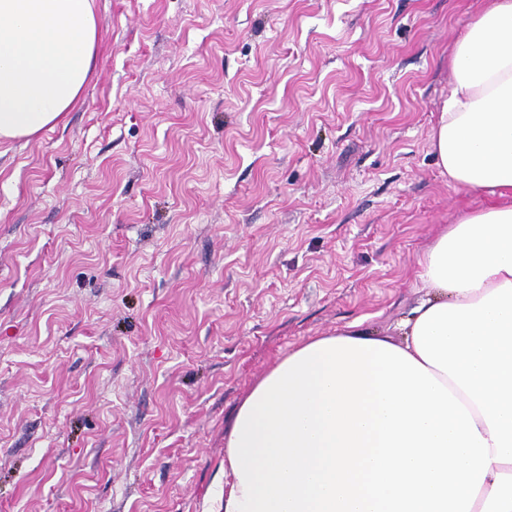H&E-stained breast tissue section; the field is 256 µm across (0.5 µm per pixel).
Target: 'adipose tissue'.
<instances>
[{"label": "adipose tissue", "mask_w": 512, "mask_h": 512, "mask_svg": "<svg viewBox=\"0 0 512 512\" xmlns=\"http://www.w3.org/2000/svg\"><path fill=\"white\" fill-rule=\"evenodd\" d=\"M92 0H0V140L58 123L96 61ZM430 147L481 196L426 249L400 340L351 323L241 400L217 512H512V0L448 52Z\"/></svg>", "instance_id": "adipose-tissue-1"}]
</instances>
